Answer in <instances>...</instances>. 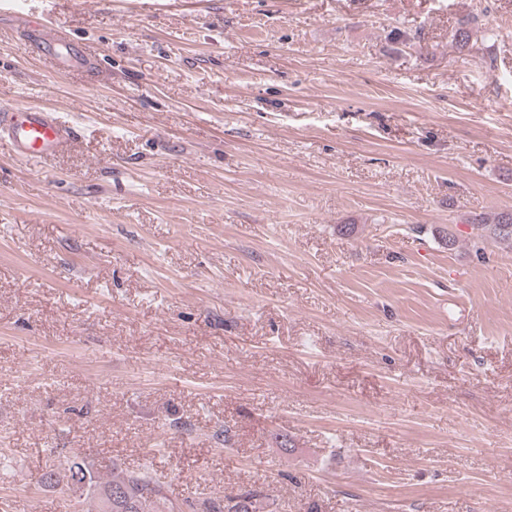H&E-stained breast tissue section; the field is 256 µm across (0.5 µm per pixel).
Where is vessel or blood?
I'll return each instance as SVG.
<instances>
[{"label": "vessel or blood", "instance_id": "vessel-or-blood-1", "mask_svg": "<svg viewBox=\"0 0 512 512\" xmlns=\"http://www.w3.org/2000/svg\"><path fill=\"white\" fill-rule=\"evenodd\" d=\"M23 20V36L33 52L68 69L92 67L91 53L63 38L50 15L35 18L27 13ZM73 137L72 125L42 106L17 103L0 109V145H5L15 157L29 160L55 155L67 148Z\"/></svg>", "mask_w": 512, "mask_h": 512}]
</instances>
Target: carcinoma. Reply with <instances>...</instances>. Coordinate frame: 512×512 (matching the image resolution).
<instances>
[{"label": "carcinoma", "mask_w": 512, "mask_h": 512, "mask_svg": "<svg viewBox=\"0 0 512 512\" xmlns=\"http://www.w3.org/2000/svg\"><path fill=\"white\" fill-rule=\"evenodd\" d=\"M512 225V213L500 212L491 217L481 218L473 225L476 230L474 239L478 242L492 240L499 244L512 245V230L505 232L502 226ZM76 472L88 475V492L96 505V512H267L270 504L265 496L249 490L224 503L213 498L174 502L167 494L164 484L148 469L114 470L112 478L99 481L84 464L75 462ZM124 489L121 498L112 500V509L105 508V496L108 489Z\"/></svg>", "instance_id": "carcinoma-1"}]
</instances>
